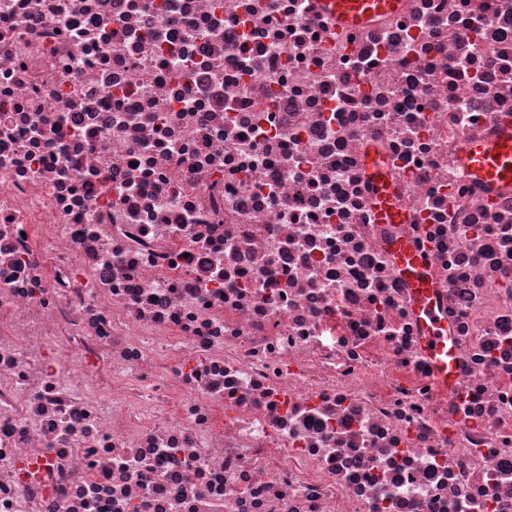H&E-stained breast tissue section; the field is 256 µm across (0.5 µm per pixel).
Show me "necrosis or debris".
Wrapping results in <instances>:
<instances>
[{
  "label": "necrosis or debris",
  "instance_id": "necrosis-or-debris-1",
  "mask_svg": "<svg viewBox=\"0 0 512 512\" xmlns=\"http://www.w3.org/2000/svg\"><path fill=\"white\" fill-rule=\"evenodd\" d=\"M509 118L512 0H0V512H512ZM403 0H320L323 9L336 18L341 28L359 29L379 16L401 12ZM460 165L465 175L491 194L512 189V123L493 139L465 140ZM368 173L374 185V212L381 224H399L404 222V213L393 204V189L387 172L382 164L372 159L368 164ZM396 267L406 279L424 328V351L436 384L448 387L454 377L453 341L447 323L437 312L440 284L428 269L427 257L417 245L396 241L391 245Z\"/></svg>",
  "mask_w": 512,
  "mask_h": 512
}]
</instances>
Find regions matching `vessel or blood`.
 I'll use <instances>...</instances> for the list:
<instances>
[{"mask_svg":"<svg viewBox=\"0 0 512 512\" xmlns=\"http://www.w3.org/2000/svg\"><path fill=\"white\" fill-rule=\"evenodd\" d=\"M341 28L359 29L379 16L401 12L403 0H320ZM460 165L465 175L490 193L512 189V123L489 140H467L462 145ZM368 173L374 185L375 218L382 224H399L404 215L393 204V189L378 160H370ZM392 253L399 273L406 279L424 328V351L432 365L436 384L449 386L454 377L453 341L447 323L437 312L440 285L428 269V261L417 245L397 241Z\"/></svg>","mask_w":512,"mask_h":512,"instance_id":"b4317fda","label":"vessel or blood"}]
</instances>
